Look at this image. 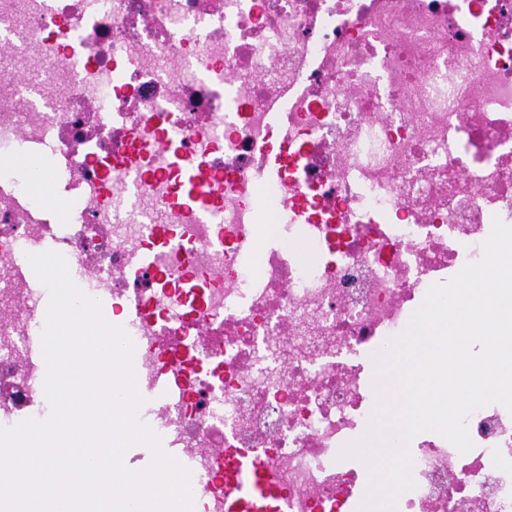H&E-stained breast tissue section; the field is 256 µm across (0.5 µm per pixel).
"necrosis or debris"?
<instances>
[{"mask_svg":"<svg viewBox=\"0 0 512 512\" xmlns=\"http://www.w3.org/2000/svg\"><path fill=\"white\" fill-rule=\"evenodd\" d=\"M281 139L268 207L261 150ZM170 140L208 170L217 223L175 201ZM45 148L55 213L17 166ZM497 218L512 224V0H0L1 428L50 414L27 256L54 251L89 297L138 309L121 326L139 417L188 458L198 512H231L247 457L275 490L264 512H358L368 471L340 452L367 430L372 357ZM467 428L465 453L412 439L398 512H512V412ZM270 153H274L277 160L275 165L267 168L261 175L262 186L267 191H272L286 173L282 159L288 154V143H278Z\"/></svg>","mask_w":512,"mask_h":512,"instance_id":"obj_1","label":"necrosis or debris"}]
</instances>
